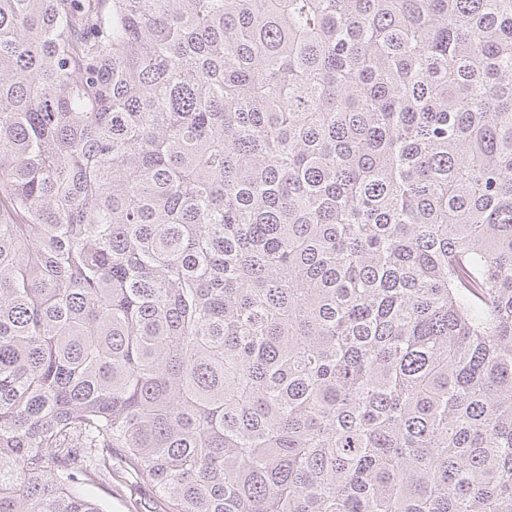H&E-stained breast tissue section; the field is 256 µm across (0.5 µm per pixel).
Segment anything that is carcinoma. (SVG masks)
Returning <instances> with one entry per match:
<instances>
[{
    "instance_id": "1",
    "label": "carcinoma",
    "mask_w": 512,
    "mask_h": 512,
    "mask_svg": "<svg viewBox=\"0 0 512 512\" xmlns=\"http://www.w3.org/2000/svg\"><path fill=\"white\" fill-rule=\"evenodd\" d=\"M512 512V0H0V512ZM119 475L122 474H113L112 488L107 483L95 479L87 486V493L96 497L108 512L154 511V498L149 485Z\"/></svg>"
}]
</instances>
